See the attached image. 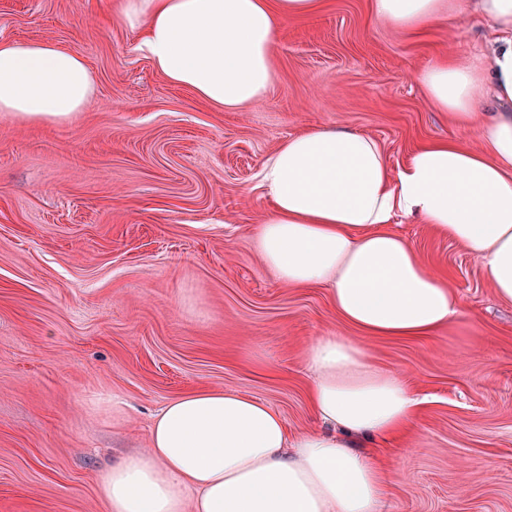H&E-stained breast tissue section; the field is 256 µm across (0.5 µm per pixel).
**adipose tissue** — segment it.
Returning a JSON list of instances; mask_svg holds the SVG:
<instances>
[{"label":"adipose tissue","instance_id":"obj_1","mask_svg":"<svg viewBox=\"0 0 512 512\" xmlns=\"http://www.w3.org/2000/svg\"><path fill=\"white\" fill-rule=\"evenodd\" d=\"M321 0H119L141 49L172 83L238 111L273 80L281 28ZM473 10L494 33L488 49L446 54L416 72L451 125L476 132L418 147L391 165L374 138L307 128L263 163L271 208L252 237L272 276L292 288L324 286L359 334L322 336L308 349V403L322 429L290 433L266 402L231 388L169 399L146 451L98 482L109 512H381L386 473L359 439L414 428L419 399L374 364L371 337L414 338L464 313L454 288L431 273L396 219L431 226L481 265L512 302V0H373L371 20L417 34ZM93 93L84 57L50 42H0V113L51 121L83 111Z\"/></svg>","mask_w":512,"mask_h":512}]
</instances>
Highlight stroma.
I'll list each match as a JSON object with an SVG mask.
<instances>
[{
  "mask_svg": "<svg viewBox=\"0 0 512 512\" xmlns=\"http://www.w3.org/2000/svg\"><path fill=\"white\" fill-rule=\"evenodd\" d=\"M105 2L0 0V41L78 51L94 77L70 119L0 114V512H109L100 475L145 451L155 413L197 388L264 400L293 432L319 428L307 350L354 330L326 288L283 285L256 254L270 208L259 167L317 125L377 139L394 165L448 138L414 75L492 36L469 11L411 35L372 23V0H325L282 30L267 95L227 112L157 72ZM391 229L465 315L368 342L424 399L404 440L364 444L386 467L383 512H512V303L452 240ZM112 391L128 402L119 424L90 403Z\"/></svg>",
  "mask_w": 512,
  "mask_h": 512,
  "instance_id": "obj_1",
  "label": "stroma"
}]
</instances>
